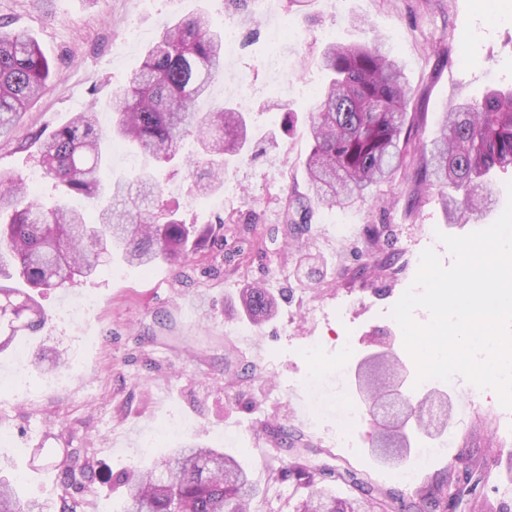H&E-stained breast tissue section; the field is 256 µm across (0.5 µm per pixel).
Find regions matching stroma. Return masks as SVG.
Masks as SVG:
<instances>
[{"mask_svg": "<svg viewBox=\"0 0 512 512\" xmlns=\"http://www.w3.org/2000/svg\"><path fill=\"white\" fill-rule=\"evenodd\" d=\"M206 11L216 27L249 14L260 28L288 26L295 54L287 90L269 87V45L258 38L224 59L219 89L198 111L237 103V74L251 79L249 121L254 142L224 169V185L198 196L179 165L158 167L161 205L201 227L224 225L184 265L148 267L124 262L99 270L41 298L43 334L0 354V461L21 477L23 493L52 505L73 496L47 459L83 448L113 476L142 468L184 443L234 456L257 486L252 512H294L300 497L267 472L270 427L305 434L330 449L326 462L347 460L380 484L413 493L460 455L483 463L512 452V409L491 388L462 377L428 380L413 397L437 389L453 411L442 437H420L429 462L410 481L371 452L373 418L354 390V372L367 353L393 349L409 372L416 363L390 311L412 284L424 249L443 266L454 258L439 234L462 236L491 225L503 212L499 189L479 223L452 224L441 189L411 191L410 170H399L365 198L344 207L313 206L307 223L285 228V199L308 194L303 160L309 116L326 81L320 57L328 43L376 40L401 64L411 104L426 120L412 140L430 143L444 112L493 87L512 86V0H0V19L30 31L53 67L50 91L0 135V172H41L37 135L49 134L75 113L104 104L139 67L158 30L172 19ZM140 30L127 39L129 27ZM299 121L282 133L284 111ZM379 229L393 271L366 278L371 229ZM275 296L277 308L254 327L240 304L247 284ZM97 305L80 319L64 312L84 295ZM69 365L56 367L57 357ZM475 406L459 413L464 397ZM490 419V430L477 423Z\"/></svg>", "mask_w": 512, "mask_h": 512, "instance_id": "stroma-1", "label": "stroma"}]
</instances>
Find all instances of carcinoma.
I'll return each instance as SVG.
<instances>
[{"label": "carcinoma", "mask_w": 512, "mask_h": 512, "mask_svg": "<svg viewBox=\"0 0 512 512\" xmlns=\"http://www.w3.org/2000/svg\"><path fill=\"white\" fill-rule=\"evenodd\" d=\"M223 31L198 12L165 25L157 33L141 66L107 103L112 127L104 130L97 113L79 112L40 141L44 175L59 188L50 207L31 195L25 180L0 174V353L19 334L46 325L39 292L61 288L99 269L101 247L130 265L148 267L160 260L183 263L198 250L206 234L174 211L155 213L152 200L162 195L154 171L135 179L105 177L106 145L112 139L130 144L159 164L176 160L208 196L223 185L224 163L249 145L251 125L239 109L222 106L195 111L221 76ZM326 85L310 112V151L305 161L311 198L334 207L365 197L372 186L407 167L410 89L399 64L369 44H327L322 56ZM52 68L36 38L25 30H0V134L49 89ZM188 138L207 155L182 153ZM415 182L439 184L452 193L442 197L448 223L479 220L492 200L493 176L512 166V88L492 90L480 101H463L446 112L431 149L412 157ZM81 196L92 204L94 219L74 207ZM245 312L261 325L275 310L273 296L252 286L243 292ZM403 361L384 351L368 363L359 384L372 392L375 443L399 463L416 434L431 435L448 427V399L430 391L419 400L394 386ZM268 453L280 461L268 481H289L304 490L297 512H512L487 500L465 499L470 484L489 483L494 475L469 459H458L412 495L379 485L351 465L313 463L303 436L280 429ZM51 466L61 470L75 492L88 491L94 466L77 448H69ZM342 482L355 491L340 500L326 488ZM125 487L121 512H250L255 488L246 469L233 457L201 446L171 450L158 464L133 470L119 480ZM0 512H44L23 497L8 476L0 474Z\"/></svg>", "instance_id": "cac0c4a2"}]
</instances>
